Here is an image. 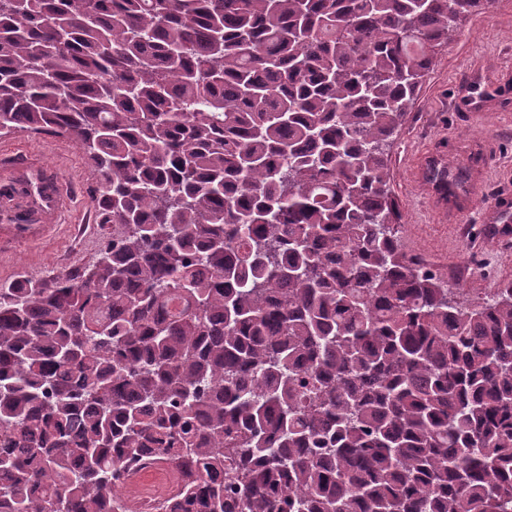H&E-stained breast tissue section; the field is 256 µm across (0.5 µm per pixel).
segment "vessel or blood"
<instances>
[{"instance_id": "1", "label": "vessel or blood", "mask_w": 512, "mask_h": 512, "mask_svg": "<svg viewBox=\"0 0 512 512\" xmlns=\"http://www.w3.org/2000/svg\"><path fill=\"white\" fill-rule=\"evenodd\" d=\"M417 180L425 186L439 211L465 214L473 210L476 198L466 189L435 179L432 164L415 168ZM67 184L43 160L28 155L17 162L0 165V191L21 204V211H9L0 222V240H31L48 235L67 202ZM498 238L512 236V194L501 193L493 202L489 218Z\"/></svg>"}]
</instances>
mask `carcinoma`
Wrapping results in <instances>:
<instances>
[{"mask_svg": "<svg viewBox=\"0 0 512 512\" xmlns=\"http://www.w3.org/2000/svg\"><path fill=\"white\" fill-rule=\"evenodd\" d=\"M458 0H0V135L74 142L96 260L0 283V512H512V285L400 244ZM434 177L460 183L448 160ZM124 469L127 487L131 485L139 487L140 502L144 506L131 508L129 498L118 495L113 502L123 507H115L114 512H166L158 509L157 505L170 497L176 489L177 480L173 476L171 465L157 462V460H146L139 464L128 465Z\"/></svg>", "mask_w": 512, "mask_h": 512, "instance_id": "carcinoma-1", "label": "carcinoma"}]
</instances>
